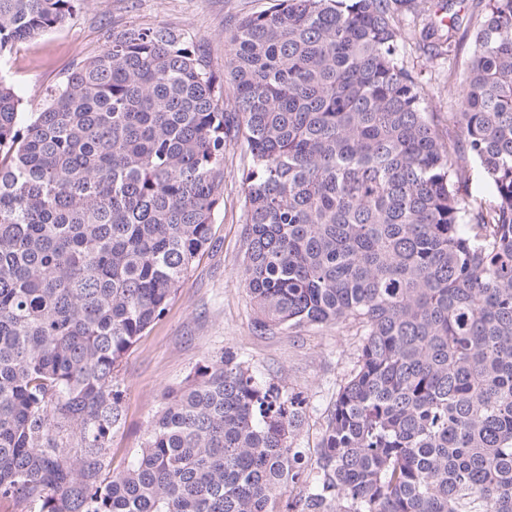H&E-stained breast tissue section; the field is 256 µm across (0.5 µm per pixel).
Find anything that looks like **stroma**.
<instances>
[{"instance_id": "obj_1", "label": "stroma", "mask_w": 512, "mask_h": 512, "mask_svg": "<svg viewBox=\"0 0 512 512\" xmlns=\"http://www.w3.org/2000/svg\"><path fill=\"white\" fill-rule=\"evenodd\" d=\"M273 0H86L61 26L15 43L0 55V78L21 100V111H41L47 91L81 61L101 52L112 32L166 26L183 33L204 53L216 76L224 74V28L268 10ZM472 50L464 35L456 60L465 73ZM404 59L419 73L425 106L440 136L456 97L448 88L446 61L425 57L416 46ZM250 162L244 142L224 153V201L214 224L213 245L196 261L166 309L125 355L115 380L123 417L110 439L111 468L125 469L148 437L168 391L179 388L203 359L232 351L262 381L304 398L294 447L314 455L336 399L349 376L359 342L352 324L282 328L262 335L241 275L246 219L242 174Z\"/></svg>"}]
</instances>
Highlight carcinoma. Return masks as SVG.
<instances>
[{
	"mask_svg": "<svg viewBox=\"0 0 512 512\" xmlns=\"http://www.w3.org/2000/svg\"><path fill=\"white\" fill-rule=\"evenodd\" d=\"M79 2L0 0V54ZM478 4L421 25L424 0H277L224 29L222 84L184 34L126 28L28 116L0 80V500L512 512V0ZM462 27L445 143L402 48L451 85ZM239 140L255 328L357 323L354 367L308 465L303 401L226 351L114 472L120 365L211 246ZM473 163L486 198L464 194Z\"/></svg>",
	"mask_w": 512,
	"mask_h": 512,
	"instance_id": "1",
	"label": "carcinoma"
}]
</instances>
